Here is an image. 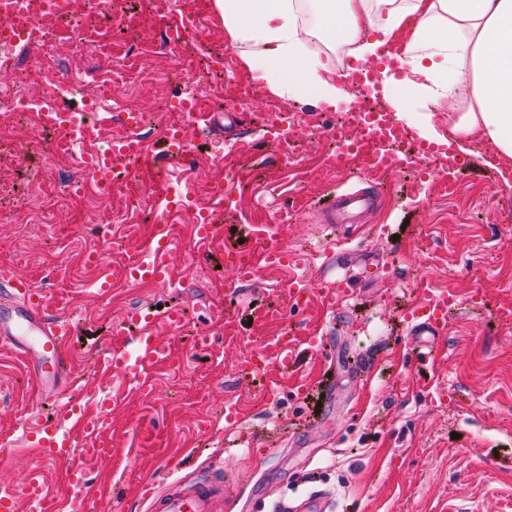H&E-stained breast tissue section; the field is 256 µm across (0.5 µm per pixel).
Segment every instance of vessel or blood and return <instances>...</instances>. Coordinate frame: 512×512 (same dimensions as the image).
Instances as JSON below:
<instances>
[{"label":"vessel or blood","instance_id":"obj_1","mask_svg":"<svg viewBox=\"0 0 512 512\" xmlns=\"http://www.w3.org/2000/svg\"><path fill=\"white\" fill-rule=\"evenodd\" d=\"M112 120L126 129L123 142L127 156L141 158L151 150H159L165 159L186 153L189 143L186 133L166 130L159 145H152L144 139L134 124L130 113H114ZM363 124L380 140L390 139L397 132L396 125L386 115H367ZM371 205V195L366 191L335 192L322 200L319 212L325 223H335L340 215H359ZM149 261L140 263L135 274L140 278L159 279L166 277L172 257V249L167 241L160 240L150 245ZM281 248L267 247L261 252H253L241 246H228L224 250V265L234 272L235 283L248 280L255 265L279 264ZM0 287L10 298L9 313L0 316V341L12 345L19 351L36 355L33 374L37 383L46 391L67 397L68 402L57 413L58 420L73 422L80 428L85 438L98 448L100 455L112 453V443L105 439L104 422L100 415L87 413L79 403L72 385V369L67 342L66 327L48 312L45 296L32 284L0 279ZM287 295L292 305L304 307L318 302L332 309L340 296L334 285L324 284L314 288L304 280L290 281ZM456 297L448 290L422 288L415 306L409 315L412 321L411 334L418 338L417 355L420 360H428L432 347L429 337L439 335L448 321V308L456 304ZM326 350L323 337L317 331H306L303 337L276 336L250 352L239 367L241 375L263 382L264 394L268 399H276L280 393L279 377L287 373L296 377L298 391H306L307 383L299 380L302 352L323 354ZM167 352L156 342L151 333H143L137 339V356L127 360L124 355L111 352L103 360L105 372L116 371L126 375L141 392H149L147 374L157 365L167 363ZM34 443L43 457L48 460L65 455L62 441L57 437V427L50 423L38 424L33 432ZM72 482L76 488L67 504L68 512H95L94 495L85 485L80 466L71 468ZM236 483L230 476L206 479L179 478L171 482L164 492L146 491L144 499L149 512H222L226 499L234 497ZM25 497L39 512H53L54 506L47 497L42 485L31 481L20 493L4 491L0 493V512H18L17 499Z\"/></svg>","mask_w":512,"mask_h":512}]
</instances>
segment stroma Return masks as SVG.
Returning a JSON list of instances; mask_svg holds the SVG:
<instances>
[{
	"label": "stroma",
	"instance_id": "35a3bbf8",
	"mask_svg": "<svg viewBox=\"0 0 512 512\" xmlns=\"http://www.w3.org/2000/svg\"><path fill=\"white\" fill-rule=\"evenodd\" d=\"M123 9L135 35L107 14L85 25L79 11L58 27L55 64L84 74L85 96L129 102L156 135L181 119L177 107L187 92L203 97L210 112L246 90L257 97L241 112L248 135L237 145L220 124L184 121L187 157L163 166L140 161L110 196L89 197L77 209L54 206L47 217L26 204L33 186L58 188L89 175L67 157L58 135L0 112V130L13 140L0 151V270L45 288L51 313L75 329V391L92 413L102 400L110 402L104 414L111 457L100 456L71 424L59 431L74 445L102 506L147 512L145 482L160 489L222 468L254 495L225 512H271L276 502L299 501L315 489L348 512H512V179L495 168L493 148L479 139L466 144L470 164L452 178L425 158L412 169L400 164L368 172L356 157L336 158V118L360 106L344 78L336 80L335 105L317 102L310 91L283 99L251 78L213 0H124ZM182 16L192 29L158 56L166 26ZM317 50L330 70L370 72L369 92L390 115L424 110L425 100L407 95L393 103L384 61L355 60L332 43ZM228 56L232 70L211 72L192 87L176 76L184 66ZM279 110L294 115L284 154L265 140L262 127L265 114ZM222 179L234 196L228 206L210 196ZM364 181L377 187L379 211L349 249L319 253L332 234L314 217V202ZM174 188L220 226L209 243H197L190 215L166 209ZM249 224L276 225L289 264L256 267L231 296L224 249L237 244L239 228ZM165 233L173 248L166 280H125L123 268L136 250ZM327 262L336 263L351 296L332 311L316 305L293 311L284 293L289 278L318 283ZM103 266L111 273L108 295L94 285ZM422 282L461 299L426 365L404 323ZM271 305L280 309V320H252L255 309ZM133 307L185 314L179 326L159 320L151 328L172 363L154 368L147 396L120 374L94 368L107 347L133 355L135 336L111 334ZM315 325L333 336L340 363L326 403L304 398L287 378L278 399L268 401L238 374L239 359L260 337ZM32 361L0 345V488L18 490L34 479L57 501L68 490V472L40 455L31 430L61 402L35 386ZM353 361L371 363L369 384L348 376L345 365ZM228 397L246 414L229 436Z\"/></svg>",
	"mask_w": 512,
	"mask_h": 512
}]
</instances>
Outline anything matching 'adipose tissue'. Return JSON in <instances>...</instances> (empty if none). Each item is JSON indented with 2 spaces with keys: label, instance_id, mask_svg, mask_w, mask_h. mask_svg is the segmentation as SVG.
<instances>
[{
  "label": "adipose tissue",
  "instance_id": "adipose-tissue-1",
  "mask_svg": "<svg viewBox=\"0 0 512 512\" xmlns=\"http://www.w3.org/2000/svg\"><path fill=\"white\" fill-rule=\"evenodd\" d=\"M243 62L272 92L291 99L313 88L335 102L338 88L324 77L314 43L344 42L359 60L396 38L405 20L413 26L398 62L412 95L435 107L464 94L449 113L453 144L480 136L501 159L512 161V0H214Z\"/></svg>",
  "mask_w": 512,
  "mask_h": 512
}]
</instances>
